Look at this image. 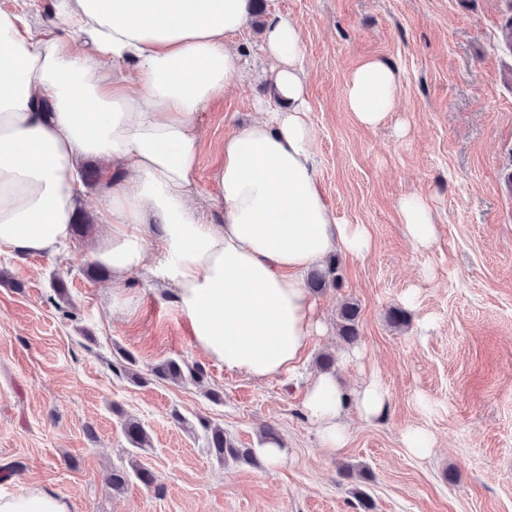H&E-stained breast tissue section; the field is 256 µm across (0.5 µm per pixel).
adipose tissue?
I'll use <instances>...</instances> for the list:
<instances>
[{"label":"adipose tissue","mask_w":512,"mask_h":512,"mask_svg":"<svg viewBox=\"0 0 512 512\" xmlns=\"http://www.w3.org/2000/svg\"><path fill=\"white\" fill-rule=\"evenodd\" d=\"M250 0H57L52 23L33 32L0 10V249L52 254L71 235L89 159L108 162L94 261L112 272L113 309L135 274L171 291L194 347L257 380L294 373L323 325L305 285L334 249L367 252L366 225L339 223L319 184L305 105L298 26L269 11L262 29L274 63L277 107L224 139L210 221L196 190L197 114L241 77L228 42L245 27ZM84 51H76V43ZM393 66L370 59L346 83L348 108L375 127L396 108ZM415 246L436 237L433 210L414 194L398 201ZM377 378L346 390L313 375L303 406L324 448L346 441L348 409L380 415ZM0 512H70L52 492L0 496Z\"/></svg>","instance_id":"obj_1"}]
</instances>
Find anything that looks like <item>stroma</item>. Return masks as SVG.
I'll list each match as a JSON object with an SVG mask.
<instances>
[{
	"mask_svg": "<svg viewBox=\"0 0 512 512\" xmlns=\"http://www.w3.org/2000/svg\"><path fill=\"white\" fill-rule=\"evenodd\" d=\"M261 4L301 30L321 187L340 223L366 225L371 236L364 255L335 252L341 283L314 296L326 333L294 375L259 381L200 354L170 292L138 276L124 285L127 312L113 311L110 273L87 269L102 235L93 221L101 197L89 188L78 207L91 223L59 252L0 251V493L54 492L71 512H361L360 487L373 512H512V191L503 184L512 170V51L499 43L507 0ZM260 34L250 24L234 36L242 78L198 116V210L225 136L259 119L270 93ZM368 58L391 63L400 81L395 112L374 128L345 103L348 77ZM412 193L438 214L426 249L410 242L397 209ZM348 298L360 307L353 346L336 327ZM395 308L406 311L405 326L390 324ZM122 350L144 374L172 357L201 365L207 385H137L114 366ZM322 353L335 356L346 388L374 375L389 394L381 417L344 415L346 445L333 452L303 407ZM128 417L150 448L132 451ZM206 421L243 448L274 426L287 460L220 463L206 447ZM408 428L433 435L428 458L406 452ZM134 461L155 484L114 491L112 469ZM344 465L368 468L371 480L340 476Z\"/></svg>",
	"mask_w": 512,
	"mask_h": 512,
	"instance_id": "obj_1",
	"label": "stroma"
}]
</instances>
